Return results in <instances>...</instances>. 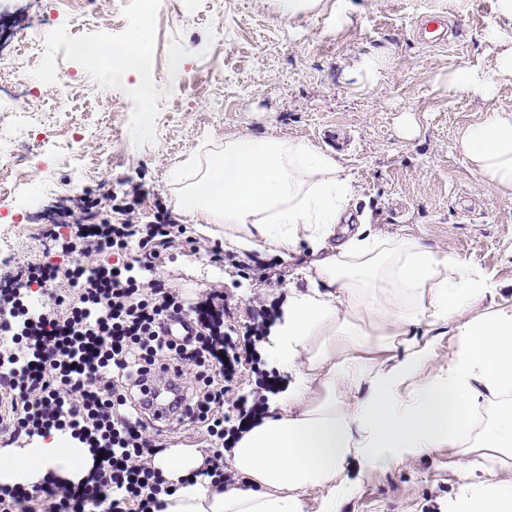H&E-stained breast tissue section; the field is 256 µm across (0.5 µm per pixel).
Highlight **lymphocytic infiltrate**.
<instances>
[{
  "instance_id": "lymphocytic-infiltrate-1",
  "label": "lymphocytic infiltrate",
  "mask_w": 512,
  "mask_h": 512,
  "mask_svg": "<svg viewBox=\"0 0 512 512\" xmlns=\"http://www.w3.org/2000/svg\"><path fill=\"white\" fill-rule=\"evenodd\" d=\"M47 252H80L85 264L30 262L0 273V395L12 437L70 433L92 448L108 475L78 484L43 479L36 491L0 487V512H26L35 493L52 512H149L172 484L151 464L156 450L145 379L174 370L169 399L183 424H204L211 449L202 473L224 483V383L239 358L225 342L224 293L213 288L187 307L163 281L137 279L154 270L179 241L166 224L78 225L47 234ZM50 301L34 303L35 294ZM187 319L190 335L174 340L168 324Z\"/></svg>"
}]
</instances>
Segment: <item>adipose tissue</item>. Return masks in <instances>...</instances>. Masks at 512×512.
<instances>
[{"label": "adipose tissue", "mask_w": 512, "mask_h": 512, "mask_svg": "<svg viewBox=\"0 0 512 512\" xmlns=\"http://www.w3.org/2000/svg\"><path fill=\"white\" fill-rule=\"evenodd\" d=\"M512 78V48L494 69L449 68L448 85L487 99ZM457 147L495 190L512 195V110L465 128ZM355 188L336 159L293 139L226 137L187 184L177 208L209 237L224 228L225 250L313 257L270 329L263 356L289 382L266 414L236 434L230 464L237 483L188 484L202 465L189 448L155 456L176 482L158 512H339L369 470L432 448L458 451L463 477L452 512H512V282L494 280L465 260L412 237L358 226L337 239ZM457 336L447 364L433 367L434 344L418 327ZM391 351L388 359L379 358ZM494 412L479 430L461 403ZM91 449L60 433L22 448H0V486L57 473L79 481Z\"/></svg>", "instance_id": "adipose-tissue-1"}]
</instances>
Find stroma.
I'll use <instances>...</instances> for the list:
<instances>
[{
	"label": "stroma",
	"instance_id": "stroma-1",
	"mask_svg": "<svg viewBox=\"0 0 512 512\" xmlns=\"http://www.w3.org/2000/svg\"><path fill=\"white\" fill-rule=\"evenodd\" d=\"M323 2L317 13L285 21L274 0H195L191 14L172 4L143 18L137 0H0V60L29 91L0 103V128L19 112L35 113L20 161L0 170V188L34 201L40 213L31 224L17 205L0 204V269L41 258L49 228L77 219L118 224L131 207L142 223L177 225L188 241L164 251L155 278L191 306L222 288L231 336L245 343L257 324L254 307L275 315L310 255L263 256L283 275L269 286L241 268V256L210 261L224 233L197 235L175 208L184 182L171 174L185 163L205 165L225 136L251 134L332 154L356 187L348 229L364 218L378 233L414 237L511 282L512 195L484 183L456 140L487 110L512 109V80L484 100L449 88L447 74L493 67L512 47V22L499 18L497 0H436L433 13L458 28L437 45L417 33L431 13L425 0H348L341 21L332 0ZM104 23L119 46L146 33L151 68L116 81L111 60L78 54L77 46L99 44ZM33 26L51 41H19ZM366 56L382 63L356 78ZM52 67L73 70L66 89L46 81ZM144 100L154 109L148 124ZM285 381L261 349L242 352L225 383L232 425L240 423L238 406H265ZM457 461L455 449L433 448L371 469L340 512H445L461 483Z\"/></svg>",
	"mask_w": 512,
	"mask_h": 512
}]
</instances>
